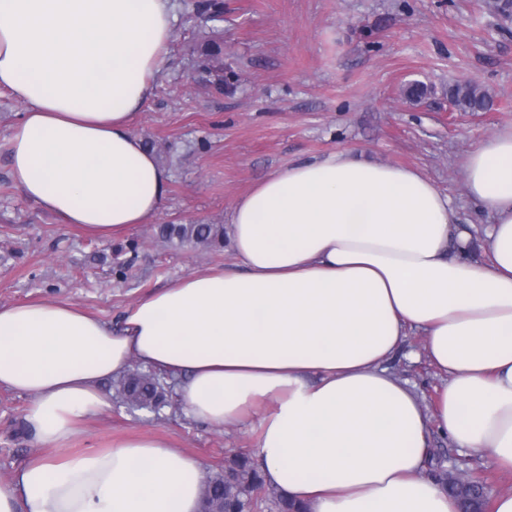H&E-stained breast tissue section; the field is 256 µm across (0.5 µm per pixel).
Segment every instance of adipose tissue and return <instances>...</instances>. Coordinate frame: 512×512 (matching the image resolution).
Returning <instances> with one entry per match:
<instances>
[{
  "mask_svg": "<svg viewBox=\"0 0 512 512\" xmlns=\"http://www.w3.org/2000/svg\"><path fill=\"white\" fill-rule=\"evenodd\" d=\"M170 0H0V90L24 107L11 175L45 212L113 239L151 222L170 173L133 134L171 40ZM491 219L468 254L420 171L348 149L269 174L228 215L243 269L137 301L121 329L75 305L0 306V388L27 395L39 448L0 512H199L203 472L160 437L73 450L132 363L184 412L253 425L265 482L310 512H456L429 433L512 473V127L461 161ZM445 377L433 406L390 373L411 333Z\"/></svg>",
  "mask_w": 512,
  "mask_h": 512,
  "instance_id": "obj_1",
  "label": "adipose tissue"
}]
</instances>
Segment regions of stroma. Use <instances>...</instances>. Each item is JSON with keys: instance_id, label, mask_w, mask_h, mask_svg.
Returning a JSON list of instances; mask_svg holds the SVG:
<instances>
[{"instance_id": "35a3bbf8", "label": "stroma", "mask_w": 512, "mask_h": 512, "mask_svg": "<svg viewBox=\"0 0 512 512\" xmlns=\"http://www.w3.org/2000/svg\"><path fill=\"white\" fill-rule=\"evenodd\" d=\"M174 4L169 53L132 124L153 142L171 179L155 222L126 235L138 256L125 273L100 262L115 241L83 234L46 213L16 187L9 139L24 107L0 91V305L61 300L119 325L139 299L175 279L211 268L239 269L230 245L178 247L161 224H223L238 198L267 174L348 148L363 159L410 166L448 194L461 224L489 217L467 194L460 161L478 141L512 126V29L502 31L484 0H224V17ZM217 38L224 89L200 67L197 49ZM472 80L493 100L460 112L448 87ZM420 83L427 95L407 96ZM431 401L444 379L427 363L423 338L407 337L387 364ZM27 396L0 389V481L38 451L23 428ZM169 439L201 465L223 472L253 455L244 427L217 431L170 406L133 410L113 402L91 419L76 448L131 435ZM433 473L481 470L449 437H431Z\"/></svg>"}]
</instances>
